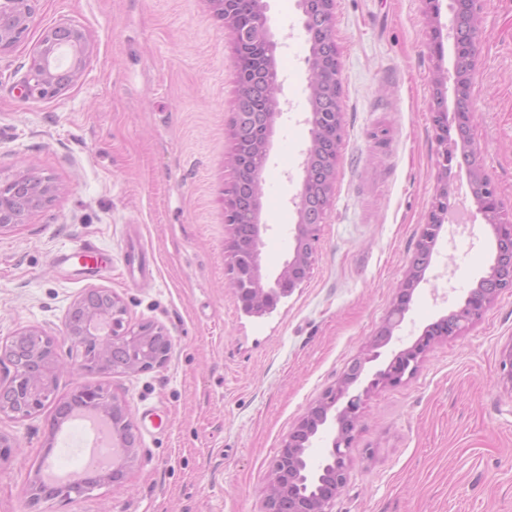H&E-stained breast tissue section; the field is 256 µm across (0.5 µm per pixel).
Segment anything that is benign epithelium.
Here are the masks:
<instances>
[{
	"instance_id": "obj_1",
	"label": "benign epithelium",
	"mask_w": 512,
	"mask_h": 512,
	"mask_svg": "<svg viewBox=\"0 0 512 512\" xmlns=\"http://www.w3.org/2000/svg\"><path fill=\"white\" fill-rule=\"evenodd\" d=\"M38 0H0V53L10 50L27 32L36 13ZM215 15L224 21L238 57L250 49L261 52L259 67L238 78L239 93L230 124L235 144L230 165L234 174L231 192L246 189L247 199L224 217L229 227L228 250L237 240V227L248 224L253 229L254 260L251 267L234 272L230 287L249 314L261 315L273 310L280 298L290 295L307 278L319 241L320 224L324 223L334 189L337 151L341 141L340 52L334 38L335 0H300L302 29L309 44L305 58L309 76L311 111L305 119L310 143L306 159L323 163L324 177L318 181L303 175L298 194V219L294 224V247L272 276L262 274V234L269 225L260 223L262 178L268 158L275 120L280 114L278 92L268 90L267 76L277 70L279 44L268 25L264 0H246L254 15L244 25L237 5L240 0H208ZM482 0H452L450 29L456 30L469 16H481ZM455 81L454 103L472 105L471 89L476 76L477 48L454 41ZM89 61V50L81 30L61 23L43 32L30 51V64L20 90L26 97L52 98L77 81ZM334 104L331 127L321 121L319 102ZM451 156L442 153V171L431 207L420 225L417 250L433 248L448 218V165ZM469 185H484L488 193L473 196L475 216L491 227L495 239L512 238V223L503 219L505 203L492 178L482 165L468 169ZM17 187L28 186L31 208L36 210L51 197L54 187L47 180H15ZM319 201L317 212L310 210L307 200ZM425 267L411 266L397 287L394 300L383 323L380 335L391 339L409 310L413 294L424 280ZM496 278L512 288V258L500 253L491 258L485 275L470 290L459 308L451 313L454 324L450 336L459 335L495 301L498 291L487 287ZM108 306L96 307L76 298L67 308L65 331L50 336L35 326L17 332L0 343V365L12 368L8 378L0 379V416L13 421L28 420L37 415L53 398L60 369V351L68 346L76 355L81 371L138 375L166 365L172 352V341L160 326L147 322L131 326L124 320V300L108 291ZM448 317L443 316L425 326L422 333L407 347L393 354L385 368L375 373L370 386L398 385L405 374H413L432 344L440 337ZM356 377L346 372L336 385L311 404L282 441L272 463L269 490L262 512H332L336 497L348 481V449L353 441L359 417L361 397L348 395ZM90 407L108 423L112 443L123 448L126 462L138 460L137 439L129 433L132 420L126 402L100 385L78 384L69 399L58 406L56 417L64 418L76 407ZM333 433L331 447L316 464L310 463L313 440L319 431ZM125 476L119 468L85 470L56 488H47L42 479L30 482L31 502L58 500L70 503L101 485L124 489Z\"/></svg>"
}]
</instances>
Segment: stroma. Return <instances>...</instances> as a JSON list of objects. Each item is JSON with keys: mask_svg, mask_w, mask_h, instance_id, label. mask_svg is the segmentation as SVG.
<instances>
[{"mask_svg": "<svg viewBox=\"0 0 512 512\" xmlns=\"http://www.w3.org/2000/svg\"><path fill=\"white\" fill-rule=\"evenodd\" d=\"M439 5L434 20L425 0H335L334 192L308 279L256 316L229 286L225 252L238 60L223 22L207 0H39L24 39L0 54V184L29 172L56 190L0 232V340L33 325L62 335L70 303L104 288L125 299L131 323L162 325L173 350L135 376L61 374L37 416L0 419L18 444L0 459V512H261L282 440L356 361L360 421L333 512H512V393L499 383L512 288L401 384L369 386L394 351L462 304L495 249L482 224L442 230L404 322L374 347L436 190L433 118L453 110L450 2ZM267 16L282 109L260 216L271 274L294 246L311 103L298 0H267ZM61 22L83 32L88 66L57 97L22 96L31 47ZM478 52L471 139L511 219L512 0H484ZM82 244L111 259V275L55 264ZM78 382L128 402L141 461L124 489L31 503L38 467L82 470L86 429L55 419Z\"/></svg>", "mask_w": 512, "mask_h": 512, "instance_id": "35a3bbf8", "label": "stroma"}]
</instances>
